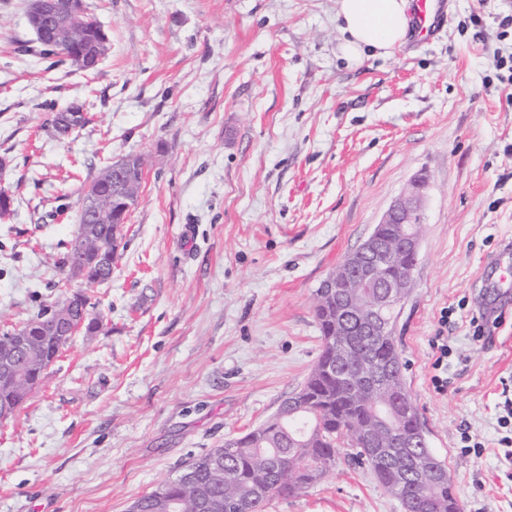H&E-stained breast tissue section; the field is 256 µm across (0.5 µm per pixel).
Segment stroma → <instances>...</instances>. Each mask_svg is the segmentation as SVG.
<instances>
[{
	"mask_svg": "<svg viewBox=\"0 0 512 512\" xmlns=\"http://www.w3.org/2000/svg\"><path fill=\"white\" fill-rule=\"evenodd\" d=\"M111 47L96 74L29 52L28 0H0V328L62 298L54 260L107 163L147 160L103 319L0 421V512H125L193 456L262 424L321 351L313 295L417 175L429 180L394 334L464 512H512L498 425L512 398V303L488 312L487 257L512 239V0H448L438 38L357 67L336 0H85ZM89 125L52 137L51 109ZM453 308L448 389L431 378ZM486 332L473 340L471 318ZM482 443L463 449L461 437ZM265 512H404L365 468Z\"/></svg>",
	"mask_w": 512,
	"mask_h": 512,
	"instance_id": "1",
	"label": "stroma"
}]
</instances>
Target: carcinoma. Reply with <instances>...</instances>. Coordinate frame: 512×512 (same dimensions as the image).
Here are the masks:
<instances>
[{
  "mask_svg": "<svg viewBox=\"0 0 512 512\" xmlns=\"http://www.w3.org/2000/svg\"><path fill=\"white\" fill-rule=\"evenodd\" d=\"M85 38L99 45L98 57L108 52V35L93 25L74 28L60 34L36 36L34 52L53 60L55 65L77 62L61 47ZM146 166L142 155L129 156V170L114 177L112 165L101 169L93 181L99 193L100 219L80 209L75 235L92 226L95 237L88 242V252L80 254L66 245L56 261L59 268L80 274L89 284L112 278V268L94 259V252L106 247L117 261L125 246L124 224L138 201ZM411 259L399 256L381 272V279L402 278L409 274ZM314 313L320 332L321 352L304 385L287 398L277 412L259 427L224 441V460L212 462L218 452L213 448L190 462L191 478L179 475L138 498L141 512H264L270 499L298 493L319 482L336 465L339 448L347 443L354 448L351 459L368 467L387 491H396L404 512H431L425 507L429 497L436 499V512H463V505L452 497L453 486L446 478L433 482L432 473L448 471L447 466L422 443L418 407L410 394L404 363L392 330L377 326L371 332L348 337L352 350L347 359L349 369L369 357L376 361L379 377L361 387L338 378L343 368L334 342L339 339V325L345 317L343 299L333 295L317 296ZM76 319L87 336L102 330L100 317L92 313L86 296H66L52 306L41 308L26 322L29 346H13L10 329L0 331V357L10 358L24 370V382L0 369V413L14 415L28 394L58 359L68 339L63 337L65 322ZM408 403L413 412L404 413L392 425V435L411 444L392 455L375 453L369 441L355 439L356 433L371 427L375 412L383 406Z\"/></svg>",
  "mask_w": 512,
  "mask_h": 512,
  "instance_id": "1",
  "label": "carcinoma"
}]
</instances>
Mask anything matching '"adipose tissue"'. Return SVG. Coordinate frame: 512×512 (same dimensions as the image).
<instances>
[{
    "label": "adipose tissue",
    "instance_id": "1",
    "mask_svg": "<svg viewBox=\"0 0 512 512\" xmlns=\"http://www.w3.org/2000/svg\"><path fill=\"white\" fill-rule=\"evenodd\" d=\"M409 9L407 0H336L341 58L355 66L370 55L393 54L410 32Z\"/></svg>",
    "mask_w": 512,
    "mask_h": 512
}]
</instances>
